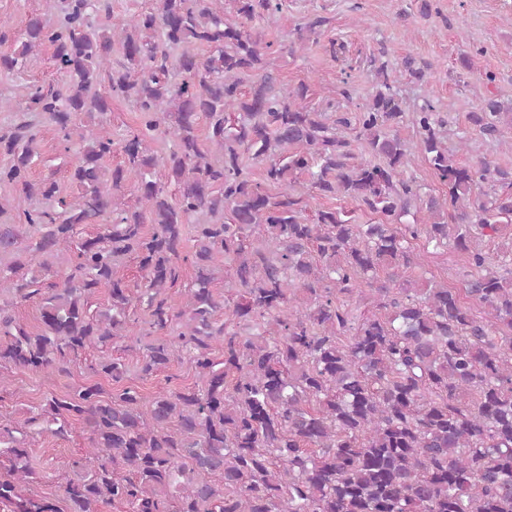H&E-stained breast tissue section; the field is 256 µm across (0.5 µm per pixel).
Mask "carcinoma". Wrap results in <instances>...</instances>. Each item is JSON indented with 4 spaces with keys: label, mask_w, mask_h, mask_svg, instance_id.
Listing matches in <instances>:
<instances>
[{
    "label": "carcinoma",
    "mask_w": 512,
    "mask_h": 512,
    "mask_svg": "<svg viewBox=\"0 0 512 512\" xmlns=\"http://www.w3.org/2000/svg\"><path fill=\"white\" fill-rule=\"evenodd\" d=\"M234 3L233 18L217 0H155L115 19L108 0H45L0 51V70L22 74L48 45L60 73L25 87L22 118L0 133V186L31 205L17 223L0 197V366L49 375L89 348L153 336L142 377L184 356L198 378L150 397L90 384L46 399L27 423L57 436L84 425L97 462L64 487L68 512H512V269L502 261L512 250L485 249L512 220V170L459 162L465 140L449 148V119L429 100L409 107L385 64L348 138L350 119L329 121L309 107V84L287 87L271 66L254 23L278 0ZM114 94L139 112L122 139L109 128ZM476 98L471 124L497 137L512 103ZM39 122L75 156L70 199L31 178ZM405 124L417 142L401 136ZM166 138L174 146L160 156ZM417 151L441 194L406 176ZM115 153L122 160L106 166ZM124 190L131 207L115 202ZM316 196L361 202L379 221L311 211ZM414 211L422 219L403 221ZM82 224L98 231L79 242ZM420 240L467 255L463 292L412 277ZM65 253L69 272L46 281L49 259ZM130 257L132 287L117 278ZM187 262L195 275L177 296ZM102 286L109 304L91 313ZM35 297L36 333L12 314ZM87 369L124 379L109 356ZM13 432L0 427V501L60 512L29 493L37 474Z\"/></svg>",
    "instance_id": "cac0c4a2"
}]
</instances>
